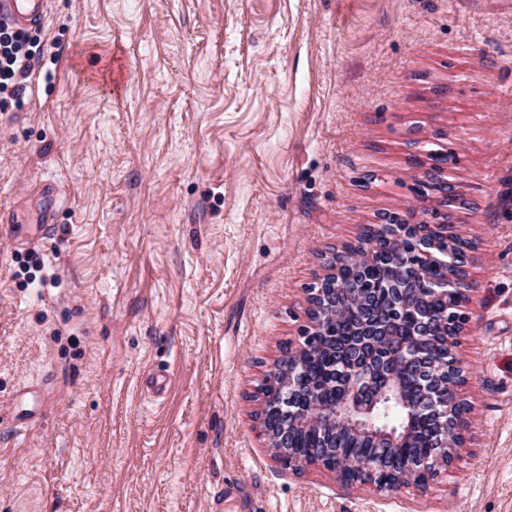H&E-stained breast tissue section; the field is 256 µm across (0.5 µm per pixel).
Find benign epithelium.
Here are the masks:
<instances>
[{
  "mask_svg": "<svg viewBox=\"0 0 512 512\" xmlns=\"http://www.w3.org/2000/svg\"><path fill=\"white\" fill-rule=\"evenodd\" d=\"M378 228L390 231L395 239L406 237L416 225L395 224L393 217ZM417 263L412 255L400 259L393 268L392 289L398 304H417L424 298V289L416 284ZM357 289L332 286L330 288L309 289V302L312 308L311 325L302 333V342L288 347V358H283L274 366L265 379V383L278 386L284 402L285 423L278 429L263 428L275 456L295 470L309 466H320L336 475V479L348 488L373 485L379 490H388L408 486L422 487L441 467L452 463L458 449L464 443V420L457 413L461 406L456 396L448 393V376L461 381V368L453 354L457 336L462 328H456L448 334V357L440 358L431 349L423 345L430 340L434 321L419 320L417 334L411 340L394 345L390 330L370 315H361L355 335L348 337L336 350V379L343 390L338 403L330 407L318 399V394H308L297 381L296 373L300 359L328 336L329 328L323 316H334L336 309L352 300ZM414 371L418 378L420 392L418 396L407 394L398 374L405 369ZM308 399L311 407L307 410L299 406L302 399ZM394 402L405 420L410 421L417 414H427L437 423L436 447L438 452L416 465L404 462H391V482L387 485L377 483L372 468L357 459L336 460L330 464L320 457L312 462L288 458V439L297 430L316 428L334 433L340 429L350 436L370 438L378 448H396L401 441L411 437V430L403 426L400 430H388L373 426L369 416L375 407L385 402ZM453 423H448V419ZM453 428L454 440H448V428Z\"/></svg>",
  "mask_w": 512,
  "mask_h": 512,
  "instance_id": "7a95c632",
  "label": "benign epithelium"
}]
</instances>
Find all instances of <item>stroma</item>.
I'll use <instances>...</instances> for the list:
<instances>
[{
  "label": "stroma",
  "instance_id": "stroma-1",
  "mask_svg": "<svg viewBox=\"0 0 512 512\" xmlns=\"http://www.w3.org/2000/svg\"><path fill=\"white\" fill-rule=\"evenodd\" d=\"M24 34L0 512H512V0H50ZM395 213L474 244L465 445L350 493L274 458L260 387L329 261Z\"/></svg>",
  "mask_w": 512,
  "mask_h": 512
}]
</instances>
